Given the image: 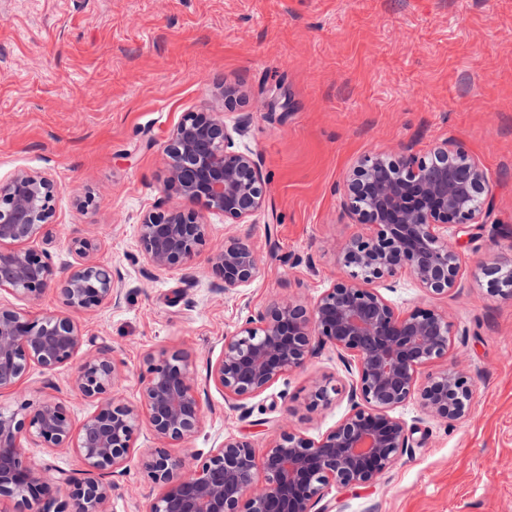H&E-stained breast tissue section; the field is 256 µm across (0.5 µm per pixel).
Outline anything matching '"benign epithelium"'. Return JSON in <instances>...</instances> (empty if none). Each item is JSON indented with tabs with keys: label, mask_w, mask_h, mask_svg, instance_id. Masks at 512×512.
Listing matches in <instances>:
<instances>
[{
	"label": "benign epithelium",
	"mask_w": 512,
	"mask_h": 512,
	"mask_svg": "<svg viewBox=\"0 0 512 512\" xmlns=\"http://www.w3.org/2000/svg\"><path fill=\"white\" fill-rule=\"evenodd\" d=\"M240 122L223 114L192 112L174 127L166 145V189L187 206L146 216L138 228L144 262L156 271L189 270L205 245L206 214L232 224H251L268 210L262 170L248 150L235 147ZM56 184L45 172L20 171L0 180V291L36 300L60 290L64 310L31 317L0 303V394L15 389L30 369L53 371L70 364L84 337L71 311H93L119 300L112 271L91 260L99 243L75 237L81 262L58 280L50 253L28 246L48 236ZM207 200L198 210L199 200ZM493 207L485 170L456 141L426 156L377 152L358 159L347 173L342 208L353 224L375 232L341 243L339 277L309 307L277 303L225 334L207 381L224 390L232 407L266 391L286 373L304 366L315 344L349 356L347 380L313 382L306 406L315 410L340 397L348 414L318 439L284 430L262 456L246 440L229 438L201 462L188 466L159 450L143 460L162 486L150 512H331L324 502L334 486L376 482L410 447L411 428L395 411L410 399L424 414L454 422L469 411L468 376L446 368L426 385L418 370L448 355L453 329L435 309L402 312L378 288L403 274L429 295L457 287L462 257L450 236L483 223ZM224 291L250 285L259 274L253 249L232 242L207 256ZM490 293L512 298V278L490 271ZM140 403L117 395L120 362L106 352L83 359L73 385L96 409L76 426L67 406L50 397L0 405V512H108L112 482L147 425L156 438L186 444L201 428L204 410L187 357L161 349L144 357ZM73 449L91 477L77 481L62 469L36 465L26 446Z\"/></svg>",
	"instance_id": "obj_1"
}]
</instances>
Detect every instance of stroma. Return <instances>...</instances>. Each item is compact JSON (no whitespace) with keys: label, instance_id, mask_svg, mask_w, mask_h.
I'll use <instances>...</instances> for the list:
<instances>
[{"label":"stroma","instance_id":"stroma-1","mask_svg":"<svg viewBox=\"0 0 512 512\" xmlns=\"http://www.w3.org/2000/svg\"><path fill=\"white\" fill-rule=\"evenodd\" d=\"M220 85L240 91L228 118L243 119L235 143L259 161L270 201L251 224L208 218L205 252L245 239L259 259L258 277L233 293L205 261L158 273L138 246L144 214L182 203L164 189L171 131ZM447 139L483 164L495 206L459 235L466 265L454 292L431 297L405 276L387 297L402 311L447 314L448 356L418 381L462 363L471 411L448 423L417 402L400 407L409 448L375 484L331 490L338 512H512V299L490 296L486 274L512 267V0H0V179L49 172L57 194L43 247L55 271L77 263L73 237L94 238L121 293L75 313L82 355L123 362L118 393L135 404L145 353L182 351L203 404L187 444L163 446L140 428L109 512H148L160 488L142 459L156 450L192 464L230 437L261 452L284 429L316 439L336 427L347 399L306 407L313 381L346 374L331 346L245 414L208 383L210 365L247 316L312 304L338 271L335 238L369 233L341 221L343 179L359 157L423 156ZM74 371L32 369L0 403L52 396L82 422L94 407L75 395Z\"/></svg>","mask_w":512,"mask_h":512}]
</instances>
